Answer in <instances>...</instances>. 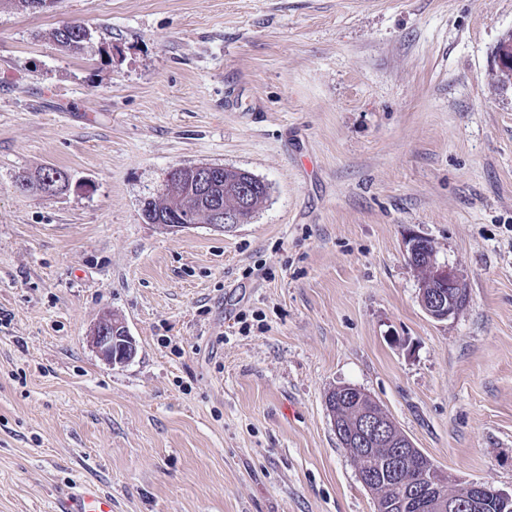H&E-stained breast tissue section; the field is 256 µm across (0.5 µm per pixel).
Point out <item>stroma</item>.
Here are the masks:
<instances>
[{
  "label": "stroma",
  "mask_w": 512,
  "mask_h": 512,
  "mask_svg": "<svg viewBox=\"0 0 512 512\" xmlns=\"http://www.w3.org/2000/svg\"><path fill=\"white\" fill-rule=\"evenodd\" d=\"M510 30L512 0H0V512L81 480L112 512H374L344 384L512 493ZM197 164L268 184L249 223H145ZM48 166L65 191L16 189ZM414 235L467 291L447 320ZM106 314L126 363L89 342ZM87 35V31L83 25L67 24L55 31L54 38L57 43L65 49L71 52L81 53L87 48ZM493 70L502 75L501 79L505 81L504 86L512 84V31L503 35L496 44L493 57ZM508 74L509 76H507ZM509 78V81H508Z\"/></svg>",
  "instance_id": "stroma-1"
}]
</instances>
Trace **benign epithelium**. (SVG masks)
Here are the masks:
<instances>
[{
	"label": "benign epithelium",
	"mask_w": 512,
	"mask_h": 512,
	"mask_svg": "<svg viewBox=\"0 0 512 512\" xmlns=\"http://www.w3.org/2000/svg\"><path fill=\"white\" fill-rule=\"evenodd\" d=\"M493 70L502 75L505 85L512 84V31L503 35L496 44ZM191 170L200 195L204 196L208 202L211 226L226 230L248 221V218L242 217V212L249 202V188L246 187L241 192L238 208L228 211L225 208L224 199L217 194H212L213 166L195 165ZM419 296L425 313L436 321L446 320L456 314L460 310L463 296L461 279L456 268L446 262L438 261L434 255L431 256L426 274L422 275ZM91 342L101 355L111 362L122 363L134 353L133 342L125 326L112 317H103L98 320L91 330ZM336 401H342L346 405L351 402L368 404V408L359 413L357 425L353 428V432L356 433L354 444L357 453L365 459L372 456V449L378 445L393 444L395 448L389 456L379 461V466L392 474L399 472L404 460L415 451L413 441L409 438L398 440V436L395 435L396 423L385 414V410L380 408V404L374 397L361 388L348 384L338 388ZM421 471L420 482L410 488L408 494L425 502H431L436 512H475L480 502V494L484 490L482 483H472L471 496L450 505L443 497L437 495V491L449 479L448 474L431 462L423 464Z\"/></svg>",
	"instance_id": "7a95c632"
}]
</instances>
